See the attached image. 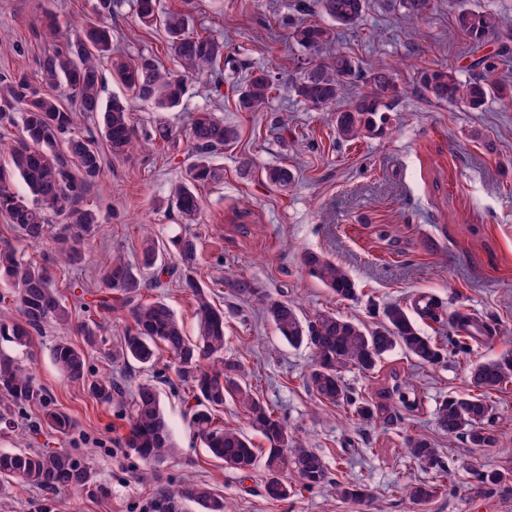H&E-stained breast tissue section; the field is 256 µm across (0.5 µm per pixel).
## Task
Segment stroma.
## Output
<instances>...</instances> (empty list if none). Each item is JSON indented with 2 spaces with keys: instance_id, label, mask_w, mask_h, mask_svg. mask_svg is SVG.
Returning <instances> with one entry per match:
<instances>
[{
  "instance_id": "obj_1",
  "label": "stroma",
  "mask_w": 512,
  "mask_h": 512,
  "mask_svg": "<svg viewBox=\"0 0 512 512\" xmlns=\"http://www.w3.org/2000/svg\"><path fill=\"white\" fill-rule=\"evenodd\" d=\"M97 0H0V81L15 73L35 76L50 44L72 35L77 21L95 20ZM492 10L506 29L480 44L454 27L461 4ZM57 17L55 34L43 24L45 9ZM162 11H185L196 27L223 36L228 57L221 86L209 77L190 79L183 104L164 113L175 133L168 145L141 141L128 156L107 159L105 175L91 191L100 222L84 262L56 272L76 320L87 316L96 299L101 263L118 251L136 261L145 234L167 240L191 231L200 241V278L213 287L215 302L229 311L224 355L244 361L255 391L272 405L292 431L325 460L331 481L280 502L265 498L262 470L251 476L210 458L185 418L183 393L171 384L174 366L160 356L145 368L106 361L101 350L88 352L92 375L124 383L151 380L177 443L176 455L157 466L150 482L137 478L141 459L121 445L126 420L118 408L93 399L81 384L65 380L51 350L55 330L34 336L30 347L0 339V352L31 368L57 408L74 422L70 435L36 429L35 410L0 423V451L19 448H71L90 456V486L48 500L39 489L15 484L0 497V512H141L148 501L175 493L184 479L209 484L222 493L226 512H512V385L493 392V448H474L465 437H448L434 423L444 398L472 390V364L512 351V102L492 100L473 111L427 96L416 80L421 68L447 66L461 81L485 77L480 59L495 63L493 78L512 81V52L501 48L512 38V0H432L428 16L411 26L399 0H367L352 28L322 14L317 0H159ZM330 28L339 46L362 69L391 67L402 89L387 112L383 135L349 144L336 137L333 115L305 105L291 80L311 62V54L288 37L293 19ZM115 49L136 56L155 55L165 66L175 61L162 27L138 26L132 0H122L107 20ZM273 72L279 95L259 112L235 106L234 86L252 68ZM208 111L235 125L240 138L213 159L217 178L199 187V223L185 224L173 191L188 159L186 132L195 113ZM249 172H241L242 161ZM285 164L294 185L276 189L264 169ZM248 207L249 233L229 231L236 207ZM316 251L336 259L363 293L356 302L338 301L301 265V255ZM251 279L272 299L297 304L302 316L336 311L371 326L368 307L376 302L413 305L434 299L436 319L418 324L426 335L450 343L458 330L455 311L468 312L488 326L492 339L472 340L467 350L452 346L443 364H414L402 350L388 353L375 375L355 369L342 373L359 394L374 393L391 370L410 375L418 387V413H399L391 422L360 421L345 406L319 401L306 387L312 351L280 340L256 299L231 296L220 285L227 274ZM149 298L164 300L197 332L194 300L177 276L165 275ZM422 433L438 451L444 491L430 504H412L401 492L410 482L429 480L434 470L408 454L406 436ZM482 463L502 473L493 487L479 486L472 466ZM362 485L365 498L337 496L335 482Z\"/></svg>"
}]
</instances>
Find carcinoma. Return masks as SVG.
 <instances>
[{
	"label": "carcinoma",
	"instance_id": "1",
	"mask_svg": "<svg viewBox=\"0 0 512 512\" xmlns=\"http://www.w3.org/2000/svg\"><path fill=\"white\" fill-rule=\"evenodd\" d=\"M408 14L418 20L431 9V0H401ZM159 0H133L138 23L146 28L161 26L179 70L162 68L154 56L136 58L112 56V28L103 22H88L74 30L72 38L44 53L39 79L14 75L0 93V127H18L21 135L0 164V213L32 246L52 242L53 262L25 261L11 246L0 248V303L7 300L18 318H0V336L17 346L31 343L35 334L48 325L66 332L73 327V311L54 282V267L74 266L85 259L86 247L99 223L96 205L89 201L91 188L104 170L103 152L114 158L127 156L139 144L131 113L130 99L150 102L160 111L180 107L188 79L202 75L214 78L220 90L226 45L211 31L193 28L190 14L159 12ZM320 10L336 23L352 26L362 16L366 0H318ZM458 31L479 43L500 31V17L486 10L465 6L454 19ZM291 38L313 54L328 52L325 61L308 63L291 89L317 111L335 113L336 133L343 141H358L384 133V112L401 94L394 74L386 68L364 77L351 55L332 48L328 29L315 24L292 26ZM110 62L112 74L131 98H102L103 60ZM363 81L368 92L339 108L351 85ZM422 90L441 102L462 101L472 109L489 100L504 98L512 89L485 79L463 82L447 67L423 69ZM271 72L263 67L249 73L238 89L236 108L258 112L266 107L277 89ZM64 87L78 101V111L63 104L55 90ZM94 120V127H76L77 112ZM190 163L174 196L182 216L195 221L202 211L197 187L212 181L216 169L212 157L239 139L237 127L200 112L187 132ZM265 178L286 191L295 176L286 166L265 170ZM21 181L34 197L27 202L13 189ZM57 225L50 224V216ZM176 258L181 283L195 302L198 335L191 338L175 312L161 300H151L143 291L159 284V273L166 269V256ZM198 236L184 234L160 244L152 238L143 241L139 267L153 271L150 279L140 275L125 258L112 256L101 270L105 292L127 309L129 323L120 344L104 355L114 361L151 363L156 351L164 350L173 361L176 375L187 394L189 424L203 440L211 455L224 466L250 474L263 467V490L270 501H282L300 490H310L328 482L323 458L306 447L300 438L253 389L247 380L245 364L224 358L226 313L213 303L210 286L197 274ZM305 270L339 301H357L358 288L349 271L336 261L315 252L302 254ZM219 286L242 297L265 298L262 289L243 277L226 276ZM265 311L278 335L293 347L305 345L313 352V364L306 377L308 387L323 402L343 405L352 416L368 421L389 419L403 409L419 410L417 387L400 374L391 373L392 384L376 396L356 395L342 379L343 369L351 366L364 374H374L385 355L399 348L423 366L442 363L446 345L425 335L408 307L391 304L382 311V320L369 328L335 311H323L310 318L300 315L288 301L271 300ZM100 323L95 319L80 324L81 334L90 347L98 346ZM53 359L66 379L80 382L97 401L125 411L129 426L122 445L134 451L147 467L161 463L175 453L169 421L159 392L149 380L134 389L110 378L90 375L85 352L62 337L53 348ZM473 393L448 396L434 414L435 425L450 436H464L473 448H492L497 433L490 421L493 407L488 395L512 383V352L476 363L469 370ZM241 407L251 429L265 441L255 445L244 431L224 425L220 413L227 399ZM35 406L44 423L67 436L73 423L55 408L53 398L38 384L35 376L11 356L0 353V422L11 416L10 408ZM405 448L419 464L440 468L437 449L423 434L405 438ZM91 479L88 458L66 448L0 452V495L15 482L36 487L47 494L65 489H81ZM442 482L419 481L404 486V496L424 506L442 493ZM336 494L343 499H360L365 489L359 484L336 482ZM179 496L197 503L203 512H225L224 497L209 485L189 481Z\"/></svg>",
	"mask_w": 512,
	"mask_h": 512
}]
</instances>
